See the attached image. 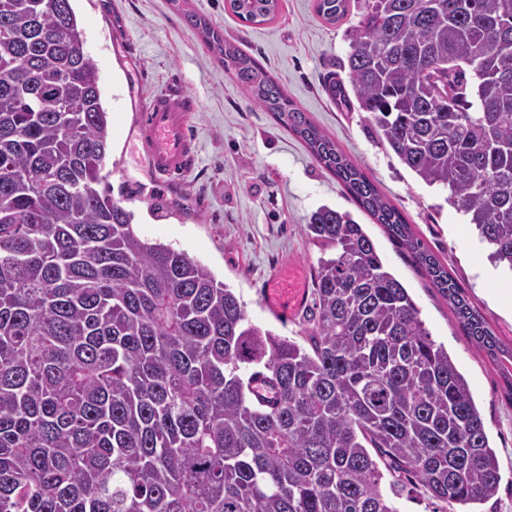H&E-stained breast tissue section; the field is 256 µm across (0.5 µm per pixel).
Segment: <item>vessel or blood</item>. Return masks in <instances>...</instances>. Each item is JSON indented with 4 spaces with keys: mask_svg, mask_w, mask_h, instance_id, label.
Listing matches in <instances>:
<instances>
[{
    "mask_svg": "<svg viewBox=\"0 0 512 512\" xmlns=\"http://www.w3.org/2000/svg\"><path fill=\"white\" fill-rule=\"evenodd\" d=\"M194 101L173 87L157 94L140 119L141 141L148 169L159 181L171 182L185 176L196 161L189 132V114ZM265 303L274 312L301 309L307 294L299 271L281 262L270 268L266 279Z\"/></svg>",
    "mask_w": 512,
    "mask_h": 512,
    "instance_id": "1",
    "label": "vessel or blood"
}]
</instances>
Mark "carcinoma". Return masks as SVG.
Masks as SVG:
<instances>
[{"label":"carcinoma","mask_w":512,"mask_h":512,"mask_svg":"<svg viewBox=\"0 0 512 512\" xmlns=\"http://www.w3.org/2000/svg\"><path fill=\"white\" fill-rule=\"evenodd\" d=\"M279 6L225 0L256 25ZM348 7L316 13L334 24ZM182 14L496 354L366 172L255 58ZM349 40L342 67L374 138L447 189L512 270V0H365ZM110 137L71 0H0V512H398L402 475L448 512L496 497L467 380L350 213L311 214L323 257L307 327L279 336L208 266L136 233L103 173Z\"/></svg>","instance_id":"cac0c4a2"}]
</instances>
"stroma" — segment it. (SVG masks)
Here are the masks:
<instances>
[{"label": "stroma", "mask_w": 512, "mask_h": 512, "mask_svg": "<svg viewBox=\"0 0 512 512\" xmlns=\"http://www.w3.org/2000/svg\"><path fill=\"white\" fill-rule=\"evenodd\" d=\"M188 3L258 59L289 98L364 169L512 355V313L499 299V286L512 272L493 267L487 246L467 217L448 203L446 190L427 185L401 164L372 137L364 112L326 88L331 77L349 81L339 63L350 50L347 32L358 23L364 0H350L347 16L333 25L318 18L316 0H282L275 20L261 25L241 23L225 11L224 0ZM72 6L85 50L98 67L111 125L112 196L130 194L126 207L137 233L201 261L244 302L252 323L295 338L302 315H277L264 305L268 269L286 259L313 277L320 252L305 233L310 215L322 206L349 212L412 295L433 340L447 348L483 414L502 480L482 512H512V402L503 395L512 369L478 352L462 335L447 301L407 252L354 204L301 140L249 99L172 0H73ZM173 85L196 103L189 129L197 165L182 181L161 184L147 168L139 122L153 96Z\"/></svg>", "instance_id": "stroma-1"}]
</instances>
